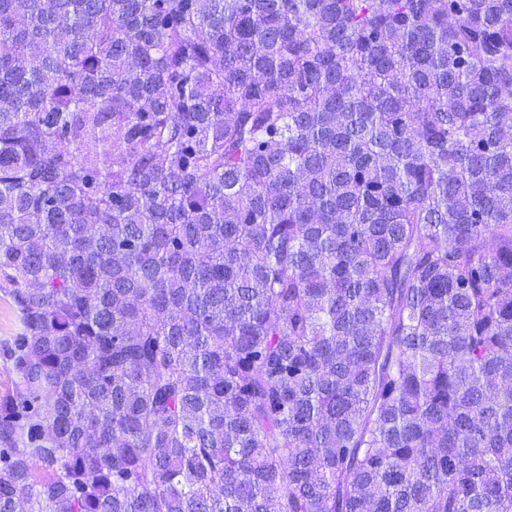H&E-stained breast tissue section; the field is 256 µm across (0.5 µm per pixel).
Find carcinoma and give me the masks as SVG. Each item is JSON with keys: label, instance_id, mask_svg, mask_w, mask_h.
<instances>
[{"label": "carcinoma", "instance_id": "1", "mask_svg": "<svg viewBox=\"0 0 512 512\" xmlns=\"http://www.w3.org/2000/svg\"><path fill=\"white\" fill-rule=\"evenodd\" d=\"M0 274V512H512V0H0ZM10 282L0 276V401L16 395L19 378L8 359L16 336L20 333L19 313L10 296Z\"/></svg>", "mask_w": 512, "mask_h": 512}]
</instances>
